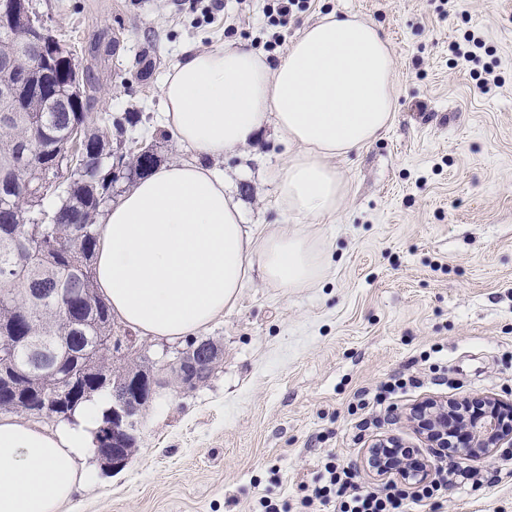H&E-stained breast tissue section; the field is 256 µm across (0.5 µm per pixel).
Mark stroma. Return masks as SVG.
Here are the masks:
<instances>
[{
	"label": "stroma",
	"mask_w": 512,
	"mask_h": 512,
	"mask_svg": "<svg viewBox=\"0 0 512 512\" xmlns=\"http://www.w3.org/2000/svg\"><path fill=\"white\" fill-rule=\"evenodd\" d=\"M33 2L97 82L92 113L121 121L113 140L155 141L163 164L188 157L158 126L161 85L187 51L244 44L275 64L306 25L350 13L378 27L395 60L391 125L332 161L349 189L333 216L280 208L293 148L274 124L219 160L249 230L317 237L326 273L288 291L252 272L205 332L224 349L214 376L189 393L160 389L127 467L97 469L63 512H255L265 495L296 502L332 457L370 485L375 439L425 448L404 420L419 402H512V0H302L277 30L270 0H222L212 18L210 0ZM276 32L282 45L266 52ZM468 33L484 46L461 66L449 45ZM488 71L498 84L483 93ZM401 375L417 385L358 409ZM474 467L495 483L448 487L439 512H512V447Z\"/></svg>",
	"instance_id": "stroma-1"
}]
</instances>
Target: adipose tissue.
Listing matches in <instances>:
<instances>
[{"instance_id":"ef3b65f1","label":"adipose tissue","mask_w":512,"mask_h":512,"mask_svg":"<svg viewBox=\"0 0 512 512\" xmlns=\"http://www.w3.org/2000/svg\"><path fill=\"white\" fill-rule=\"evenodd\" d=\"M395 61L370 21L329 14L305 26L270 65L243 46L178 62L161 92L168 130L196 153L141 178L99 219L95 278L115 317L152 338L184 339L235 305L253 269L288 290L325 272L320 242L277 229L251 234L216 160L274 123L295 151L278 183L283 210L335 214L348 187L331 161L362 149L395 108ZM101 393L51 429L0 415V512H60L92 478Z\"/></svg>"}]
</instances>
